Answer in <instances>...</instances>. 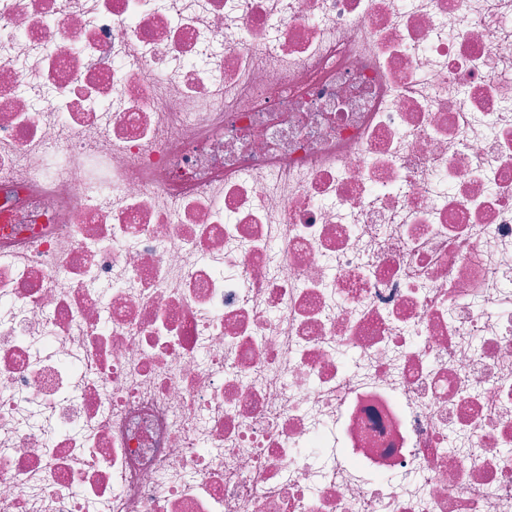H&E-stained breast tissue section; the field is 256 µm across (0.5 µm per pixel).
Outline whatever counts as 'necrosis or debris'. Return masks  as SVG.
<instances>
[{
    "label": "necrosis or debris",
    "mask_w": 512,
    "mask_h": 512,
    "mask_svg": "<svg viewBox=\"0 0 512 512\" xmlns=\"http://www.w3.org/2000/svg\"><path fill=\"white\" fill-rule=\"evenodd\" d=\"M0 512H512V0H0Z\"/></svg>",
    "instance_id": "obj_1"
}]
</instances>
